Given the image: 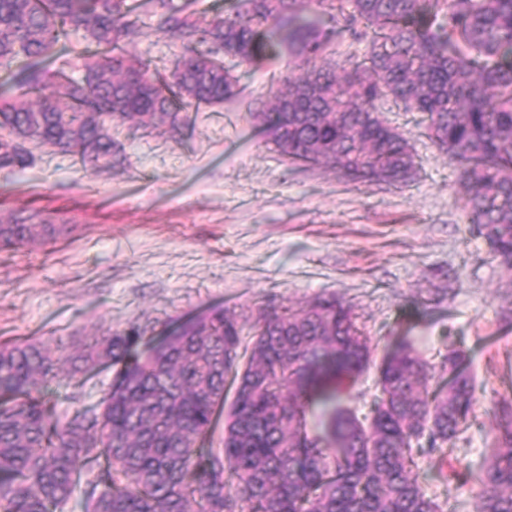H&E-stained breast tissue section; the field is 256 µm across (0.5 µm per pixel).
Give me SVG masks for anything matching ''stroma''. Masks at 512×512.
<instances>
[{"instance_id": "obj_1", "label": "stroma", "mask_w": 512, "mask_h": 512, "mask_svg": "<svg viewBox=\"0 0 512 512\" xmlns=\"http://www.w3.org/2000/svg\"><path fill=\"white\" fill-rule=\"evenodd\" d=\"M127 48L163 73L178 50L149 16ZM298 68L285 54L241 66L234 102L200 110L179 141L113 123L126 161L112 171L43 148L25 170H0V220L34 214L67 227L0 251V342L72 347L133 323L150 341L214 306L252 314L337 294L377 347L405 336L428 359L463 349L473 417L453 454L420 465L446 475L445 512H477L469 471L495 445L494 410L512 405V271L471 233L454 169L416 113L379 106L419 162L399 188L282 157L252 115L273 80Z\"/></svg>"}]
</instances>
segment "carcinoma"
Returning a JSON list of instances; mask_svg holds the SVG:
<instances>
[{
  "instance_id": "cac0c4a2",
  "label": "carcinoma",
  "mask_w": 512,
  "mask_h": 512,
  "mask_svg": "<svg viewBox=\"0 0 512 512\" xmlns=\"http://www.w3.org/2000/svg\"><path fill=\"white\" fill-rule=\"evenodd\" d=\"M198 2L0 0V67L22 87L0 96V168L25 169L37 144L109 171L121 161L107 120L180 136L188 113L236 98L238 67L286 52L303 72L255 115L282 156L404 185L415 152L378 109L400 104L456 167L472 232L512 268V0H230L205 26ZM142 15L180 44L167 76L125 48ZM332 22L366 41L362 59L317 63ZM79 33L85 46H66ZM61 232L14 217L0 249ZM142 336L133 324L69 350L0 344V512H444L418 459L447 455L473 412L460 352L432 363L397 337L375 360L336 295L212 308L147 350ZM111 368L97 402L58 413L55 389L94 388ZM372 369L367 411L343 407L338 382ZM496 419L479 512H512V410Z\"/></svg>"
}]
</instances>
